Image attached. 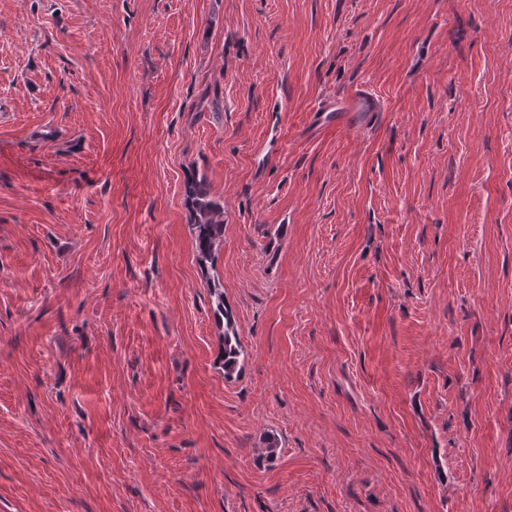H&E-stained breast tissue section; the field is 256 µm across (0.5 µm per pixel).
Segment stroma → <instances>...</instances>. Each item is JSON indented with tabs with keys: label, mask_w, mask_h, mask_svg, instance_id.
Masks as SVG:
<instances>
[{
	"label": "stroma",
	"mask_w": 512,
	"mask_h": 512,
	"mask_svg": "<svg viewBox=\"0 0 512 512\" xmlns=\"http://www.w3.org/2000/svg\"><path fill=\"white\" fill-rule=\"evenodd\" d=\"M0 512H512V0H0ZM383 100L364 87L356 88L336 108H319L313 113V122L331 125L336 122L348 126L365 124L374 112H382ZM195 196L197 219L192 226L198 258L203 263L224 241V208L209 198L201 181L197 184ZM211 301L219 320L224 318L227 320L217 362L224 373V378L231 379L240 370L243 351L238 336H236V333L230 326L229 314L224 308V295L219 291H215L211 296ZM224 310L226 314H224Z\"/></svg>",
	"instance_id": "35a3bbf8"
}]
</instances>
